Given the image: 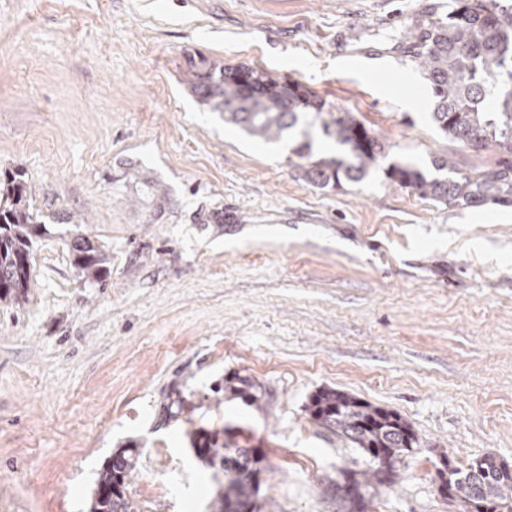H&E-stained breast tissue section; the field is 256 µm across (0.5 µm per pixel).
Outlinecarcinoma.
<instances>
[{
	"label": "carcinoma",
	"instance_id": "1",
	"mask_svg": "<svg viewBox=\"0 0 512 512\" xmlns=\"http://www.w3.org/2000/svg\"><path fill=\"white\" fill-rule=\"evenodd\" d=\"M435 98L432 118L448 137L472 148L494 145L512 153V6L500 0H452L447 19L438 18L422 29L402 33ZM190 87L224 121L262 141L282 138L299 121L312 116L320 129L336 139L341 150L315 155L311 144L294 149L306 181L324 188L346 180L362 181L389 155L386 144L372 136L350 112L335 113L325 102L308 97L295 81L278 79L247 65L229 67L219 61H201L190 73ZM437 176L426 175L411 161L393 163L387 177L411 188L424 199L445 206H473L488 200L512 203V164L497 170L462 172L446 158L434 161ZM46 231L42 215L33 211L25 182L6 175L0 179V301L20 303L31 286V250ZM73 263L96 277L105 257L82 233L71 240ZM307 411L319 426L347 438L370 457L373 467L361 474L345 471L336 483L338 512H353L367 494L396 483L397 464L417 444L413 426L399 412L375 406L353 394L323 388L309 399ZM200 458L221 457L224 484L212 501L213 512H228L242 499L252 501V512H268L259 501L257 472L251 449H220L199 444ZM140 451L117 449L101 468L91 512H135L127 493L112 495V483L127 480ZM361 478H356V475ZM437 491L446 501L461 504L462 512H512V464L492 455L474 458L466 467L441 453Z\"/></svg>",
	"mask_w": 512,
	"mask_h": 512
}]
</instances>
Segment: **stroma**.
Masks as SVG:
<instances>
[{"label": "stroma", "mask_w": 512, "mask_h": 512, "mask_svg": "<svg viewBox=\"0 0 512 512\" xmlns=\"http://www.w3.org/2000/svg\"><path fill=\"white\" fill-rule=\"evenodd\" d=\"M448 2L0 0V176L22 172L47 228L26 301L0 303V512H90L129 444L136 512H211L196 431L260 449L273 512H334L368 460L311 418L322 388L417 434L366 512H461L440 450L512 463V205L442 206L381 169L314 187L297 135L252 139L186 81L193 59L244 63L353 113L391 160L494 169L507 153L438 130L400 38ZM71 238L74 266L84 274L97 278L105 261L104 254L80 231H75Z\"/></svg>", "instance_id": "35a3bbf8"}]
</instances>
